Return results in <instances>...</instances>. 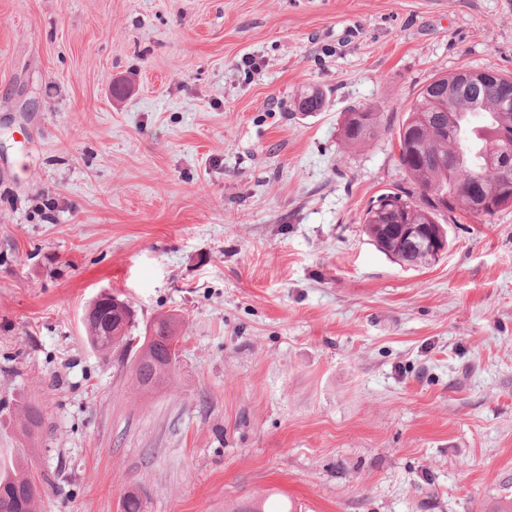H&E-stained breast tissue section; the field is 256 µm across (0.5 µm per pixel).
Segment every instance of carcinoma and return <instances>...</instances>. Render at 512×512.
Masks as SVG:
<instances>
[{"label":"carcinoma","mask_w":512,"mask_h":512,"mask_svg":"<svg viewBox=\"0 0 512 512\" xmlns=\"http://www.w3.org/2000/svg\"><path fill=\"white\" fill-rule=\"evenodd\" d=\"M452 74H439L421 87L416 100L398 130L399 160L412 188L388 193L365 213L364 231L388 256L398 262L417 264L419 252H407L403 229L414 224L423 234L439 229L444 214L493 216L496 211H477L465 185H478L483 198L495 201L512 198V183L504 181L487 162V143L501 128L512 129V108L500 106L501 86L512 83L501 76L495 83L483 85L478 96L462 92L448 101V80ZM323 103L322 94L314 90L299 103L302 112H316ZM381 119L376 112L361 115L355 109L345 113L341 123L343 141L353 147L362 146L377 137ZM467 144L463 156L456 154L455 143ZM101 316L83 318L86 339L94 348L110 352L124 348L134 327L133 318H119L105 308ZM112 315L116 336L106 335L103 318ZM179 318L172 314L156 318L135 355L133 381L145 393L164 384L168 378L154 373L157 363L175 365L179 342ZM43 427L40 408L28 404L20 409L22 435L32 439ZM41 496V485L30 474L22 454L0 466V512H35Z\"/></svg>","instance_id":"carcinoma-1"}]
</instances>
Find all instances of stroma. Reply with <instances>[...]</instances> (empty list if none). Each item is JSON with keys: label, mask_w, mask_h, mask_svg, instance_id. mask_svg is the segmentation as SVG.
I'll return each instance as SVG.
<instances>
[{"label": "stroma", "mask_w": 512, "mask_h": 512, "mask_svg": "<svg viewBox=\"0 0 512 512\" xmlns=\"http://www.w3.org/2000/svg\"><path fill=\"white\" fill-rule=\"evenodd\" d=\"M462 68L512 77V0H0V460L25 450L37 512L512 504V205L427 267L363 231ZM355 108L383 120L360 147ZM102 292L179 316L167 386L89 346ZM365 112L368 118L361 115ZM381 119L377 112L355 109L346 112L341 123V137L343 141L353 147L368 144L377 137ZM20 412V429L22 435L27 439H32L43 427L42 412L38 406L33 404L21 406Z\"/></svg>", "instance_id": "35a3bbf8"}]
</instances>
